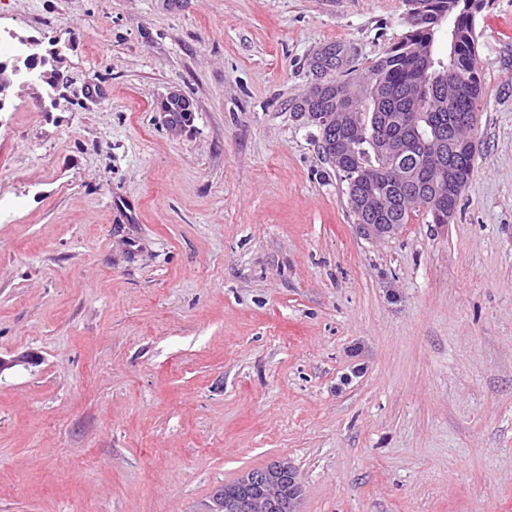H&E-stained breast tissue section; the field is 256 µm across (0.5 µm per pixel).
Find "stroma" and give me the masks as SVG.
I'll use <instances>...</instances> for the list:
<instances>
[{
	"instance_id": "obj_1",
	"label": "stroma",
	"mask_w": 512,
	"mask_h": 512,
	"mask_svg": "<svg viewBox=\"0 0 512 512\" xmlns=\"http://www.w3.org/2000/svg\"><path fill=\"white\" fill-rule=\"evenodd\" d=\"M405 16L0 0L68 78L0 112V512H197L275 460L300 512H512V0L475 17L448 223L364 235L291 109L360 84Z\"/></svg>"
}]
</instances>
